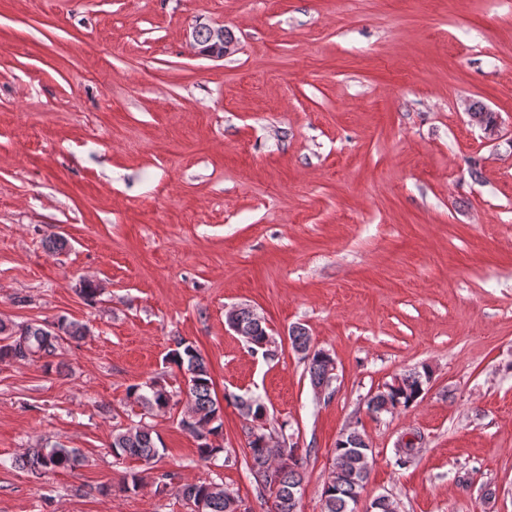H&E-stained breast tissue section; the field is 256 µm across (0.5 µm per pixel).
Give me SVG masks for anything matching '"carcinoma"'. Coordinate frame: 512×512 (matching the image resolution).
I'll return each mask as SVG.
<instances>
[{"label": "carcinoma", "mask_w": 512, "mask_h": 512, "mask_svg": "<svg viewBox=\"0 0 512 512\" xmlns=\"http://www.w3.org/2000/svg\"><path fill=\"white\" fill-rule=\"evenodd\" d=\"M237 328L251 345V350L270 352V336L263 323L257 321L248 307L239 310ZM85 327L60 318L52 324L28 323L21 326L0 320V361L25 362L34 357L56 356L57 344L69 337L78 339ZM292 347L303 354L307 371L315 386L331 387L333 360L323 349L311 345L304 327L296 326L289 332ZM175 349L170 360L184 371L189 407L181 414L179 426L198 441L200 458L214 463L224 454L222 408L213 396V380L208 363L189 341L174 338ZM432 377L429 367L414 368L399 377L400 383H388L367 402L374 414L393 413L412 406L423 395ZM127 398L145 412H165L172 408L173 394L156 382L137 384L127 389ZM235 404L255 420L266 417L265 405L253 396H236ZM364 434L354 429L336 442L335 466L322 491L323 512H355L357 503L370 474L369 443ZM270 437L262 430L250 432L245 455L249 458V473L257 488L273 496L269 512H298L302 486V456L290 444L285 448H270ZM116 459L135 458L150 465L161 458L153 429L139 421L115 431L110 443ZM78 449L63 445L32 448L15 459L19 469L42 475L58 470H73L81 465ZM177 494L193 506H202L203 512H236V500L224 487L206 478H199L177 489Z\"/></svg>", "instance_id": "1"}]
</instances>
